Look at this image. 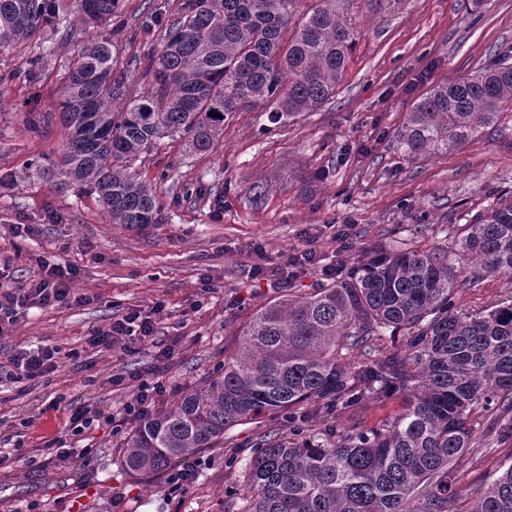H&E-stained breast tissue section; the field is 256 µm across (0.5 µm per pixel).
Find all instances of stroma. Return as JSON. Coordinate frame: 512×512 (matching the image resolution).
I'll list each match as a JSON object with an SVG mask.
<instances>
[{"mask_svg": "<svg viewBox=\"0 0 512 512\" xmlns=\"http://www.w3.org/2000/svg\"><path fill=\"white\" fill-rule=\"evenodd\" d=\"M179 0H120L119 21L136 37L117 40L132 60L159 48ZM161 24L146 28L149 9ZM360 32L334 98L313 112L271 123L265 104L233 113L204 152L183 139H163L135 162L140 180L156 185L163 223L131 229L109 223L95 194L39 176L0 186V284L38 277L43 262L76 271L68 306L30 304L0 328V452L33 458L0 468V512H243L242 465L229 456L266 432L284 431L269 418L235 427L220 448L200 452L197 478L169 493L166 473L130 474L123 446L131 424L103 425L75 437L74 412L122 413L139 380L160 384L159 405L235 358L256 311L283 292L274 270L286 254L315 249L319 265L292 281L294 293L323 282L321 268L355 266L374 245L430 250L452 246L493 194L512 193V120L484 128L440 157L408 160L394 135L416 99L437 82L464 77L491 49L512 51V0H397L373 13L356 0ZM57 69L38 81L0 84V169L25 170L58 161L67 131L52 112ZM38 100L50 116L28 123ZM194 188L184 197V188ZM344 224L352 245L341 248ZM260 267L256 277L251 267ZM138 313L153 333L131 348L101 351L96 331ZM51 348L59 367L20 378L12 360ZM400 398L332 416L354 431L377 427L400 410ZM93 447L89 459L45 466L49 444Z\"/></svg>", "mask_w": 512, "mask_h": 512, "instance_id": "obj_1", "label": "stroma"}]
</instances>
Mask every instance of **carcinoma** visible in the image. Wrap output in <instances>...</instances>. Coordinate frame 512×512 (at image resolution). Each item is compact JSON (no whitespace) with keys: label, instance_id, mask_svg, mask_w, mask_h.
I'll list each match as a JSON object with an SVG mask.
<instances>
[{"label":"carcinoma","instance_id":"1","mask_svg":"<svg viewBox=\"0 0 512 512\" xmlns=\"http://www.w3.org/2000/svg\"><path fill=\"white\" fill-rule=\"evenodd\" d=\"M356 0H184L161 48L134 60L150 81L131 92L112 53L113 32L84 41L64 70L59 116L68 130L59 162L39 176L94 191L113 224L163 221L157 188L132 164L164 138L208 150L224 120L257 103L271 120L313 112L336 96L359 31ZM119 0H0V49L41 34L106 25ZM52 49L25 59L35 81ZM221 117H216V114ZM512 115V55L491 53L459 80L434 85L413 104L395 141L405 157H439ZM460 249H375L304 295L285 293L255 313L239 355L186 390L176 404L133 426L124 465L166 471L234 427L280 416L288 434L260 436L245 463L244 512H512V465L471 498L464 476L481 463L472 420L499 416L487 433L512 441V300L464 313L456 295L489 275L512 280V195L467 225ZM367 359L357 367L345 360ZM402 398L379 427L356 432L327 418L366 402Z\"/></svg>","mask_w":512,"mask_h":512}]
</instances>
